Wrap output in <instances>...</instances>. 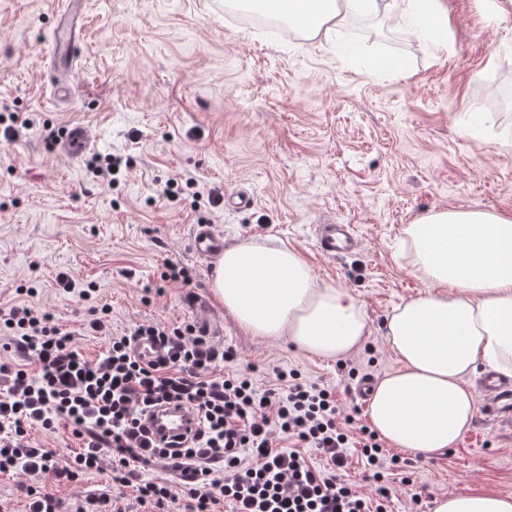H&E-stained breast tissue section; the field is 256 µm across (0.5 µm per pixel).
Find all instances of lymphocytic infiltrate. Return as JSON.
Returning <instances> with one entry per match:
<instances>
[{
	"label": "lymphocytic infiltrate",
	"instance_id": "lymphocytic-infiltrate-1",
	"mask_svg": "<svg viewBox=\"0 0 512 512\" xmlns=\"http://www.w3.org/2000/svg\"><path fill=\"white\" fill-rule=\"evenodd\" d=\"M87 332L107 334L103 357L87 361L73 334L53 324L49 313L28 305L0 313L6 333L27 364L0 361V472L56 470L55 453L29 445L38 425L70 426L80 441L76 471L98 468L112 456V482L125 486L136 464L159 463L178 473L187 512H388L387 487L376 500L359 495L342 472L360 458L374 474L413 467L399 459L367 426L343 415L333 389L303 380L296 369L275 367L276 384L256 385L235 367L233 347H220L194 325L149 322L111 335L105 316L88 320ZM147 336L161 355L145 360L135 343ZM36 372H29L28 363ZM180 403L199 417V429L179 450L151 445L140 414ZM314 449L330 464L318 468L303 454Z\"/></svg>",
	"mask_w": 512,
	"mask_h": 512
}]
</instances>
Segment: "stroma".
Listing matches in <instances>:
<instances>
[{"label": "stroma", "instance_id": "35a3bbf8", "mask_svg": "<svg viewBox=\"0 0 512 512\" xmlns=\"http://www.w3.org/2000/svg\"><path fill=\"white\" fill-rule=\"evenodd\" d=\"M61 2L0 0V106L30 121L0 141V310L25 289L21 299L73 331L95 361L107 339L80 334L87 311L59 273L97 285L115 334L144 321L198 323L200 302L214 342L236 348L258 383L274 384V366L299 369L368 424L338 362L252 335L225 310L212 292L213 262L191 250L192 229L204 220L225 245L296 251L319 285L346 288L363 306L370 334L348 365L376 382L395 371L385 324L424 288L401 248L406 226L440 209L512 216V104L499 101L512 86V13L494 17L489 0H440L442 41L380 18L348 55L350 23L328 37H272L234 17L226 0H84L78 60L59 81L50 33ZM395 36L400 68L386 62ZM71 121L89 124L88 155L128 157L118 185L93 178L87 155L60 152L52 134ZM172 181L184 189L169 200L161 190ZM240 189L253 197L248 209L207 202L210 191ZM321 224L353 225L358 250L323 257ZM169 260L191 271L190 285L164 279ZM351 474L365 496L388 487L393 512H434L438 497L469 488L512 495V431L480 411L410 484L396 471L379 482L358 467ZM30 486L53 494L56 512L105 493L140 512L134 486L113 484L107 455L74 482L0 472V512H29Z\"/></svg>", "mask_w": 512, "mask_h": 512}]
</instances>
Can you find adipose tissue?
Instances as JSON below:
<instances>
[{
	"mask_svg": "<svg viewBox=\"0 0 512 512\" xmlns=\"http://www.w3.org/2000/svg\"><path fill=\"white\" fill-rule=\"evenodd\" d=\"M292 28L330 33L355 15L395 13L412 24L448 25L437 0H264ZM411 267L426 288L401 302L386 330L399 367L372 389L369 421L381 439L425 456L453 448L477 404L467 384L484 366L512 372V217L479 209L429 213L405 230ZM213 294L253 335L288 337L299 350L338 360L369 336L348 289L321 286L284 245L244 242L214 265ZM435 512H512V496L463 490Z\"/></svg>",
	"mask_w": 512,
	"mask_h": 512,
	"instance_id": "adipose-tissue-1",
	"label": "adipose tissue"
}]
</instances>
